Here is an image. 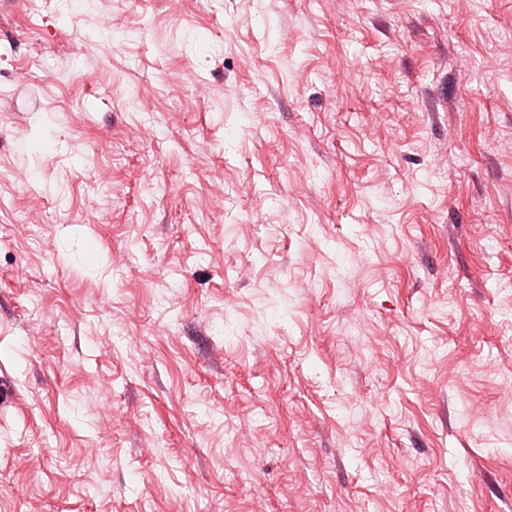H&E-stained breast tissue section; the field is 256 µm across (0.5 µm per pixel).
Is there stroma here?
Segmentation results:
<instances>
[{
  "label": "stroma",
  "mask_w": 512,
  "mask_h": 512,
  "mask_svg": "<svg viewBox=\"0 0 512 512\" xmlns=\"http://www.w3.org/2000/svg\"><path fill=\"white\" fill-rule=\"evenodd\" d=\"M0 512H512V0H0Z\"/></svg>",
  "instance_id": "35a3bbf8"
}]
</instances>
